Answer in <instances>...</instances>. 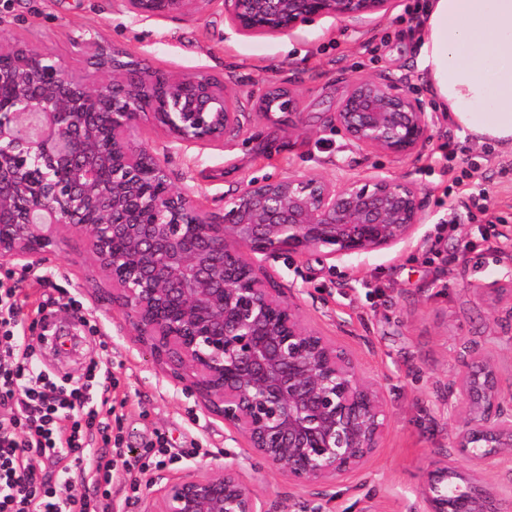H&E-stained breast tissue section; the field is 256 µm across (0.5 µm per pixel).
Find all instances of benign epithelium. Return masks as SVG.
<instances>
[{
	"label": "benign epithelium",
	"instance_id": "obj_1",
	"mask_svg": "<svg viewBox=\"0 0 512 512\" xmlns=\"http://www.w3.org/2000/svg\"><path fill=\"white\" fill-rule=\"evenodd\" d=\"M202 0H124L135 19L184 15ZM392 0H224L244 37H276L322 18L364 24ZM94 82L29 44H0V87L24 91L0 106V258L45 265L58 228L82 232L112 279V303L171 378L224 420L252 457L296 488L329 487L382 448L381 389L346 347L307 328L293 293L271 287L268 261L310 250L340 262L408 243L426 219L416 182L369 176L335 181L311 170L251 179L216 213L174 187L140 136L151 122L182 144L221 146L245 129L240 94L204 73L175 76L123 61ZM289 81L268 85L255 113L296 118ZM436 113L406 79L351 80L329 126L354 146L403 161L431 139ZM445 393L456 413L449 450L431 462L426 512H497L484 470L512 460V380L466 343ZM142 512H268L240 469L211 461L146 488Z\"/></svg>",
	"mask_w": 512,
	"mask_h": 512
}]
</instances>
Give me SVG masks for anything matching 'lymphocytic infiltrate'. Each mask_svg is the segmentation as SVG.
<instances>
[{
  "label": "lymphocytic infiltrate",
  "mask_w": 512,
  "mask_h": 512,
  "mask_svg": "<svg viewBox=\"0 0 512 512\" xmlns=\"http://www.w3.org/2000/svg\"><path fill=\"white\" fill-rule=\"evenodd\" d=\"M20 310L16 289L0 287V512H108L112 458L123 450L90 424L98 415L92 397L111 393L112 371L94 363L85 381L59 385L39 367L34 345L21 336ZM70 459L83 463L99 496L69 494L66 478L56 487L19 482L33 461Z\"/></svg>",
  "instance_id": "lymphocytic-infiltrate-1"
}]
</instances>
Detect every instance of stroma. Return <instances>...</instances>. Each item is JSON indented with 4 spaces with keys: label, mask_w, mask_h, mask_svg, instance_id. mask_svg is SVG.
<instances>
[{
    "label": "stroma",
    "mask_w": 512,
    "mask_h": 512,
    "mask_svg": "<svg viewBox=\"0 0 512 512\" xmlns=\"http://www.w3.org/2000/svg\"><path fill=\"white\" fill-rule=\"evenodd\" d=\"M427 3L394 0L385 17L361 26L320 19L288 35L244 38L225 23L224 0L142 21L122 0H0V42L37 46L72 75L89 73V54L76 42L94 28L110 50L149 67L226 80L247 105L268 82L290 80L300 95L298 129L283 114L256 119L217 149L184 146L162 129L143 127L172 184L210 209H220L241 181L313 169L331 179H409L426 192L427 218L409 246L337 264L316 252L273 263L277 287L297 289L307 326L354 353L362 376L381 387L389 413L384 444L368 465L317 490L256 469L223 422L206 416L196 396L142 352L122 312L104 304L112 281L82 234L61 229L50 263L32 271L0 260V284L18 289L27 338L66 324L64 305L87 322L66 354L47 342L37 346L41 366L68 382L92 363L109 362L116 387L108 421L125 452L136 456L147 442L166 441L171 457L164 465L150 458L132 473L118 471L112 512H138L139 489L192 474L215 456L241 468L268 512H424L422 475L455 426L440 390L462 342L481 345L502 377H512V297L482 290L512 274V154L477 144L441 111L422 70L419 20ZM378 72L407 77L438 115L430 142L403 162L355 148L328 126L346 84ZM103 340L109 350L100 349Z\"/></svg>",
    "instance_id": "35a3bbf8"
}]
</instances>
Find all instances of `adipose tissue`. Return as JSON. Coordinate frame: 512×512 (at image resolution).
<instances>
[{
  "instance_id": "obj_1",
  "label": "adipose tissue",
  "mask_w": 512,
  "mask_h": 512,
  "mask_svg": "<svg viewBox=\"0 0 512 512\" xmlns=\"http://www.w3.org/2000/svg\"><path fill=\"white\" fill-rule=\"evenodd\" d=\"M423 67L478 143L512 148V0H429Z\"/></svg>"
}]
</instances>
